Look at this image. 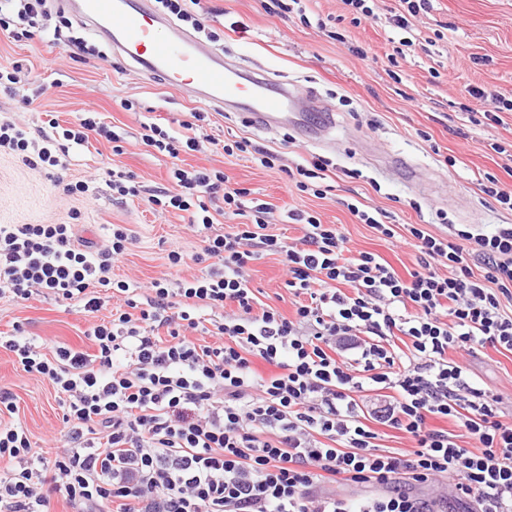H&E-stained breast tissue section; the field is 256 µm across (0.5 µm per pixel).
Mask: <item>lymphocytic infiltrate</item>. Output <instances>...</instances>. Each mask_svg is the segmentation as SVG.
I'll return each mask as SVG.
<instances>
[{"mask_svg":"<svg viewBox=\"0 0 512 512\" xmlns=\"http://www.w3.org/2000/svg\"><path fill=\"white\" fill-rule=\"evenodd\" d=\"M47 0H0V29L14 40L49 32L56 43L91 53L81 37L46 29ZM183 135L158 123L142 140L178 158L198 152L199 122ZM30 138L0 118V149L60 181L70 145L91 135H119L95 113ZM171 185L151 205L187 213L203 246L192 255L170 250L169 266L186 261L201 274L144 286L113 276L134 238L121 224L104 244L81 243L71 224L0 225V299L39 293L78 302L93 317L108 302L109 321L86 336L93 353L46 349L22 327L0 336L26 373L56 390L66 428L54 460L35 455L0 392V512H52V490L74 512H436L413 486L439 483L465 497L474 512H512V423L499 398L476 383L466 357L488 347L512 352V224L448 236L406 225L415 267L400 275L380 256L347 255L335 225L297 215L303 232L289 245L266 216L251 209L247 224L216 231L211 209L241 214L248 191L223 171L170 170ZM280 256L294 311L264 304L248 266ZM208 329L206 345L191 339ZM411 341L408 351L394 343ZM456 359H449V352ZM389 390L384 405L363 410L360 395ZM407 435L405 452L382 449L379 426ZM363 489L354 498L350 489Z\"/></svg>","mask_w":512,"mask_h":512,"instance_id":"f902f5d3","label":"lymphocytic infiltrate"}]
</instances>
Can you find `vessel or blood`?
Listing matches in <instances>:
<instances>
[{
  "instance_id": "b4317fda",
  "label": "vessel or blood",
  "mask_w": 512,
  "mask_h": 512,
  "mask_svg": "<svg viewBox=\"0 0 512 512\" xmlns=\"http://www.w3.org/2000/svg\"><path fill=\"white\" fill-rule=\"evenodd\" d=\"M83 25L103 37L113 52L146 76L164 79L169 89L198 103L242 113L251 125L274 132L284 126L321 140L335 120L311 118L315 103H304L295 85L263 70H247L205 45L152 0H60Z\"/></svg>"
}]
</instances>
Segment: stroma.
<instances>
[{"label": "stroma", "mask_w": 512, "mask_h": 512, "mask_svg": "<svg viewBox=\"0 0 512 512\" xmlns=\"http://www.w3.org/2000/svg\"><path fill=\"white\" fill-rule=\"evenodd\" d=\"M269 0H201L206 24L222 32L217 49L245 65L279 75L300 90L315 91L336 120L331 142H309L289 136L287 129L266 132L250 127L234 112L183 98L161 79L147 77L113 54L91 30L83 35L98 53L70 57L66 47L40 37L14 41L0 32V64H22L27 75L19 95L0 93V116L15 119L39 137L47 114L61 125L94 111L120 135L123 154L112 152L105 139L72 147L65 181H86L92 201L64 195L38 169L24 165L0 149V224H73L79 239L100 244L107 225L123 224L135 242L114 268L116 277H133L142 284L166 276L197 273V266L172 268L170 249L199 250L201 241L186 218L155 210L147 202L166 185L172 166H206L223 170L232 182L248 189L250 200L269 203L270 221L287 240L300 237L295 213H313L322 223L336 225L355 251L378 254L399 272L413 269L415 253L404 238H380L358 223L348 210L359 201L383 212L389 224H422L444 235L452 224H474L490 230L512 224V210L500 207L483 191L488 177L512 188L507 172L511 160L495 145H512V112H502L497 124L479 123L475 110L499 111L498 97H512V0H429L425 10L410 17L408 30L395 27L401 0H377L372 17L355 24L343 0H295L289 11L272 14ZM414 45L402 56L393 49L404 37ZM478 86L489 99L475 102L467 93ZM35 95L32 105L22 95ZM135 110H125V101ZM205 112L208 134L216 139L248 138L277 152L292 167L315 157L330 160L326 182L332 190L318 199L289 185L285 174L267 171L247 158L225 156L214 146L173 159L142 142L145 123L156 121L178 129L191 113ZM370 142L372 152L359 154L348 133ZM400 168L433 173L446 185L449 201L435 197L433 186L416 187L382 164L381 156ZM132 172L140 184L139 197L118 200L102 176L104 170ZM250 276L261 299L284 313L292 305L283 287L285 268L279 256L254 262ZM22 323L29 334L50 346L91 351L85 332L88 316L35 294L19 301L0 300V332ZM469 368L478 384L493 389L505 422H512V354L487 348L471 356ZM12 393L18 419L31 434L36 452L54 458L62 449L58 439L62 411L53 387L25 373L13 353L0 348V390Z\"/></svg>", "instance_id": "35a3bbf8"}]
</instances>
